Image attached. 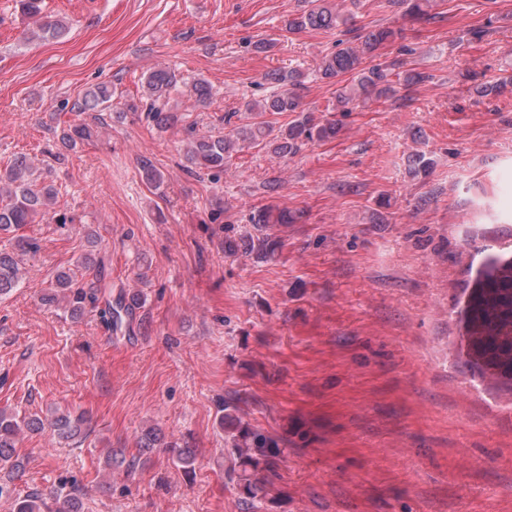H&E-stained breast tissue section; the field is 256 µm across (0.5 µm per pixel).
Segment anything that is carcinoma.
Wrapping results in <instances>:
<instances>
[{
    "label": "carcinoma",
    "mask_w": 512,
    "mask_h": 512,
    "mask_svg": "<svg viewBox=\"0 0 512 512\" xmlns=\"http://www.w3.org/2000/svg\"><path fill=\"white\" fill-rule=\"evenodd\" d=\"M306 7L288 20V31L302 32L306 29L332 30L351 21V16L332 8L328 0H305ZM405 7L404 15L418 17L430 12L436 0H397ZM21 13L32 20L31 39L46 40L61 37L65 30L62 21L43 11L42 0H17ZM401 30L378 27L358 37V43L336 51L326 57L320 65L324 79L352 76L349 84L336 90V110L349 111V106L371 97L388 98L396 95L389 80L388 69L380 66L366 68L365 60L387 42L399 38ZM273 91L260 101H248L243 112L251 116V122L237 131L224 134H204L191 137L184 152V170L195 176L207 174L217 178L224 171V164L233 154L245 147L267 148L277 157L294 155L301 144L322 141L336 136V121L315 117L303 108L299 97L286 85L301 83L300 73L284 74L271 70L264 76ZM183 78L169 67H155L142 78L143 94L140 103L129 104L127 109L145 112L146 118L158 129L165 130L177 121V115L167 109L169 96L178 90ZM512 87V77L486 81L476 85L481 96L497 95ZM187 96L197 104L205 105L213 96L211 84L197 79L187 86ZM112 90L98 86L87 91L74 103L78 112H103L111 107ZM289 113L294 118L286 125L274 128L265 120L266 115ZM96 136L95 128L84 121L68 125L63 130L60 142L72 149L77 144ZM140 167L145 180L158 187L164 182L162 172L153 162L143 157ZM32 160L25 156L15 157L5 170L0 171V236H8L9 246L0 249V296L19 286L22 280L17 257L19 254L36 253L39 244L29 238L15 235L24 224H33L36 218L49 213L57 200L58 191L51 183L36 176ZM255 224H292L295 218L286 210H263L253 216ZM277 240L270 237L244 238L241 243L229 242L231 251L243 249L246 254L260 258L271 255ZM485 287L475 291L466 307L467 354L465 364L480 373L494 372L499 379L512 387V262L503 263L497 257L490 258L484 266ZM43 301L55 305L71 317L80 315L95 298L88 294L75 279V274L61 272L56 275L51 288L43 295ZM139 300L129 294L121 296L117 308L106 301L102 317L113 324H122L121 314L130 315L138 308ZM223 425L228 430L229 456L239 469L238 487L243 499L252 508L259 509L266 497L268 472L272 471L274 459L280 449L270 439L252 429L235 414V406L224 404ZM85 416L60 414L51 422L52 428L62 438H74L82 433ZM43 421L36 417H17L0 412V468L14 476L22 466L15 459V448L21 434L39 432ZM60 507L52 509L46 498L38 493H29L16 498L15 512H81L82 505L75 490H60L54 493Z\"/></svg>",
    "instance_id": "cac0c4a2"
}]
</instances>
